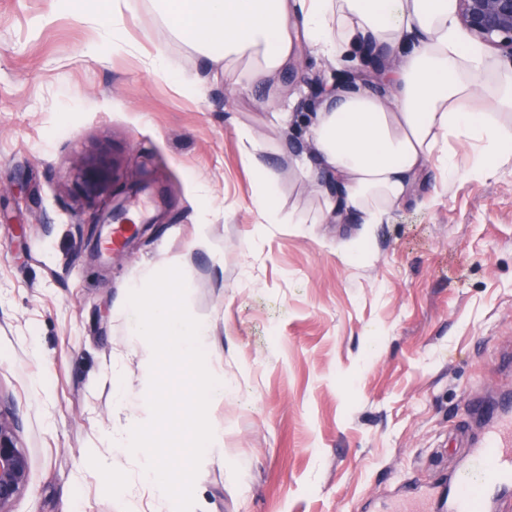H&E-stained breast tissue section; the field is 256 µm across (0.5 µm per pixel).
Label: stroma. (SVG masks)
I'll return each mask as SVG.
<instances>
[{"label": "stroma", "instance_id": "stroma-1", "mask_svg": "<svg viewBox=\"0 0 512 512\" xmlns=\"http://www.w3.org/2000/svg\"><path fill=\"white\" fill-rule=\"evenodd\" d=\"M102 6L0 0V407L30 462L11 512H174L122 444L148 411L152 359L128 294L170 266L231 388L208 409L224 451L201 462L192 512H382L443 483L475 434L471 399L512 389V153L484 179L480 144L449 142L457 175L427 170L389 223L359 226L360 249L334 224L261 227L236 125L262 144L282 212L314 213L288 159L311 144L277 115L315 112L312 81L363 72L361 55L335 65L305 47L244 93L246 64L213 73L150 0L124 19L135 50L85 55ZM155 49L201 92L153 71ZM84 157L115 171L93 199ZM118 204L142 219L108 251L111 225L88 218Z\"/></svg>", "mask_w": 512, "mask_h": 512}]
</instances>
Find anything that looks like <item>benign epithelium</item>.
Returning a JSON list of instances; mask_svg holds the SVG:
<instances>
[{
	"mask_svg": "<svg viewBox=\"0 0 512 512\" xmlns=\"http://www.w3.org/2000/svg\"><path fill=\"white\" fill-rule=\"evenodd\" d=\"M462 28L512 62V0H457ZM81 168L92 170L88 193L106 187L113 173L85 158ZM18 420L0 408V512H10L14 499L28 484L30 465L18 439Z\"/></svg>",
	"mask_w": 512,
	"mask_h": 512,
	"instance_id": "benign-epithelium-1",
	"label": "benign epithelium"
}]
</instances>
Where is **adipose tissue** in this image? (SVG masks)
<instances>
[{
	"label": "adipose tissue",
	"mask_w": 512,
	"mask_h": 512,
	"mask_svg": "<svg viewBox=\"0 0 512 512\" xmlns=\"http://www.w3.org/2000/svg\"><path fill=\"white\" fill-rule=\"evenodd\" d=\"M159 15L179 14L177 35L210 69L251 62L249 85L266 82L308 45L331 60L351 51L397 52L381 89L354 87L326 95L307 118L313 152L290 154L292 170L318 187L317 223L384 224L408 202L430 165L456 171L449 140L482 145L475 171L493 176L512 148V69L471 44L456 0H154ZM255 174L253 206L263 224H301L282 214L275 174L260 143L237 130Z\"/></svg>",
	"instance_id": "ef3b65f1"
}]
</instances>
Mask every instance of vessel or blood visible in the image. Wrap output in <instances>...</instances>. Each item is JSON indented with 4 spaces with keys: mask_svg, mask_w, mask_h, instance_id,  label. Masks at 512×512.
Instances as JSON below:
<instances>
[{
    "mask_svg": "<svg viewBox=\"0 0 512 512\" xmlns=\"http://www.w3.org/2000/svg\"><path fill=\"white\" fill-rule=\"evenodd\" d=\"M474 410L480 436L467 465L432 493L437 512H494L512 493V403L479 402Z\"/></svg>",
    "mask_w": 512,
    "mask_h": 512,
    "instance_id": "vessel-or-blood-1",
    "label": "vessel or blood"
}]
</instances>
